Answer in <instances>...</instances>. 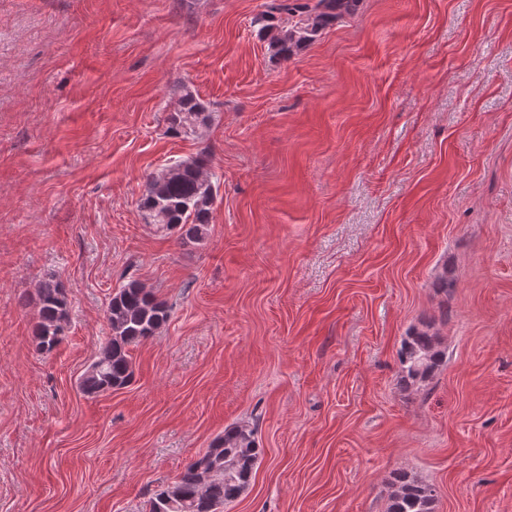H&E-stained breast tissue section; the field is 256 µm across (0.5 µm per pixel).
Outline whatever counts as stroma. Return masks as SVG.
Returning a JSON list of instances; mask_svg holds the SVG:
<instances>
[{"label":"stroma","instance_id":"obj_1","mask_svg":"<svg viewBox=\"0 0 512 512\" xmlns=\"http://www.w3.org/2000/svg\"><path fill=\"white\" fill-rule=\"evenodd\" d=\"M264 3L0 0V512H147L238 422L263 453L223 512H387L399 472L512 512V0H358L287 61ZM178 83L208 119L173 135ZM200 158L205 239L154 233L146 176ZM133 280L170 318L86 395ZM425 325L448 358L406 389ZM38 321L33 328V339L42 353L52 352L61 342L67 320V300L60 282H48L36 294Z\"/></svg>","mask_w":512,"mask_h":512}]
</instances>
